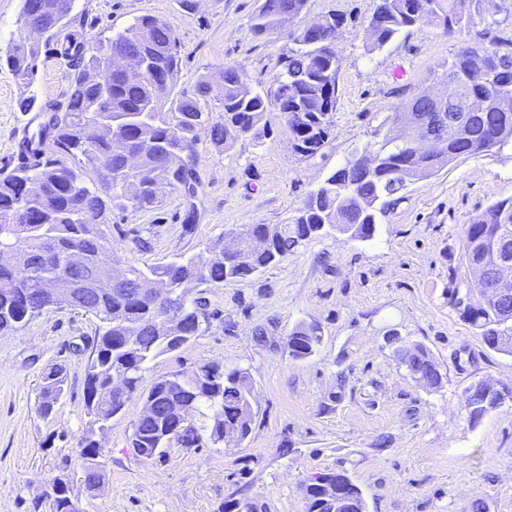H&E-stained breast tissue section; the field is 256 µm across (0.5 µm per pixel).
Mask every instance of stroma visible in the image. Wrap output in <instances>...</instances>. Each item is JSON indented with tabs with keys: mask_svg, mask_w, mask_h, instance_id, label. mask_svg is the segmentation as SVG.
Returning a JSON list of instances; mask_svg holds the SVG:
<instances>
[{
	"mask_svg": "<svg viewBox=\"0 0 512 512\" xmlns=\"http://www.w3.org/2000/svg\"><path fill=\"white\" fill-rule=\"evenodd\" d=\"M76 0L72 28L107 38L138 16L168 23L180 43L177 91L193 92L201 77L220 81L234 67L256 89L274 91L291 31L338 13L347 24L336 38L333 126L312 158L295 153L277 108L267 114L262 144L239 141L215 149L201 132L195 204L197 225L185 232V200L168 193L155 210L112 212V248L120 267L201 254L243 224H285L311 190L372 141L377 129L419 92L440 90V75L464 44L497 43L512 51V0H496L491 27L455 33L428 22L371 49L366 26L376 0H307L285 30L254 37L250 22L261 0ZM70 71L52 47L42 50L31 86L0 67V171L21 163L20 143L42 121L17 101L33 92L40 103L63 100ZM512 198V150L462 157L415 181L380 216L372 240L330 232L302 241L261 274L206 287L220 321L179 351L151 363L145 381L191 372L204 363L249 368L254 379L252 433L239 448H183L170 442L162 458L142 462L129 437L142 406L131 398L99 438L103 487L79 482L85 367L97 321L53 309L16 332L0 334V512H50L52 480L73 477L83 512H224L249 500L257 512H306L304 486L319 473L346 470L363 491L367 512H512V400L471 423L462 399L470 383L512 386V356L490 349L455 306L463 278V227L492 203ZM149 240L136 250L131 238ZM318 327L322 342L294 360L289 332ZM266 331L257 339V328ZM397 329L423 343L444 375L440 389L423 387L383 338ZM67 369L66 391L50 417L37 411L42 374Z\"/></svg>",
	"mask_w": 512,
	"mask_h": 512,
	"instance_id": "obj_1",
	"label": "stroma"
}]
</instances>
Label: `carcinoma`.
<instances>
[{
  "instance_id": "1",
  "label": "carcinoma",
  "mask_w": 512,
  "mask_h": 512,
  "mask_svg": "<svg viewBox=\"0 0 512 512\" xmlns=\"http://www.w3.org/2000/svg\"><path fill=\"white\" fill-rule=\"evenodd\" d=\"M307 0H262L251 19L250 30L259 37L279 29L280 17L299 16ZM427 14L416 15L419 0H391L377 5L367 26L371 48H381L406 28L427 22L441 25L448 33L460 30L495 9L494 0H424ZM47 7L44 24L51 29L44 44L31 43L23 35L11 44L5 64L15 78L31 84L42 46L58 40L72 22L75 0H42ZM331 27L306 28L294 38L297 48L283 58L276 76L274 96L250 86L238 69L222 73L219 98L224 112L213 117L207 109L212 87L200 79L189 94L175 92L180 70L179 42L163 20L142 15L114 36L87 40L69 33L57 55L74 71V80L65 99L41 107L46 120L25 141L27 154L11 173L0 176V251H23L45 257L43 271H26L0 264V333L16 332L26 325L34 309L48 310L59 304L43 294L44 278L63 275L83 281L93 271L112 272L117 259L112 252V231L108 214L133 207L152 210L161 205L170 190H179L188 201L182 224L191 232L197 210L193 199L200 185L197 124L208 130L211 144L229 150L249 139L260 144L269 135L266 113L276 102L284 119L294 151L315 156L327 142L331 114L335 107L336 77L340 60L324 47L336 40L337 29L345 23L339 14L329 15ZM146 53L150 75L139 82L119 76L112 80L109 97L102 101L98 86L88 81V72L97 67L110 50ZM455 80L452 91L478 98L482 110L457 114L442 130V149L419 153L399 144L401 136L386 131L382 139L353 152L345 163L311 191L297 215L287 224H244L233 233L266 239L261 250H250L233 261L224 257V238L212 241L207 257L183 254L165 263L128 268L123 285L107 293L89 291L81 298L83 312L99 321L94 350L85 370L84 410L87 429L83 436L84 463L98 462L89 476L87 488L95 489L104 477L102 448L93 439L121 413L135 395L142 399L141 411L133 424L129 448L143 462L163 453L173 439L185 448H198L203 440L213 445H231L229 430L238 431L240 442L252 432L254 381L245 368H226L205 363L191 374L175 372L156 378L147 391L139 392L142 373L157 357L168 354L198 336L196 323L206 327L221 318L208 298L196 294L191 305L175 318L183 335L167 340L154 329L166 295L173 289L187 293L202 284L222 287L251 278L285 259L298 244L337 229L351 237L374 238L378 215L401 200L406 184L425 179L461 158L512 145V52L494 45H474L471 51L457 50L448 60L440 79ZM112 128V136L100 138L93 147L94 127ZM164 142L172 149L186 151L187 161L171 163L159 149ZM41 191L47 205L43 210L30 206L28 190ZM512 238V199L489 206L464 228V263L472 275L481 261H494L492 244L502 237ZM85 251L89 264L72 265L67 256ZM464 318L480 330L485 344L512 355V299L503 303L468 306ZM126 336L136 340L128 343ZM321 343L318 331L304 324L288 334V348L296 360L313 356ZM400 362L412 376L430 389L443 384V374L430 350L422 343H405ZM126 382L124 396L102 400L99 394L112 386L115 378ZM67 372L61 364L47 369L39 394L40 414L48 418L65 391ZM465 407L472 422L497 410L490 400L463 391ZM184 409L180 417L175 409ZM343 481L346 497L336 504L322 498L325 483ZM306 512H366L362 490L344 471L320 474L305 485Z\"/></svg>"
}]
</instances>
